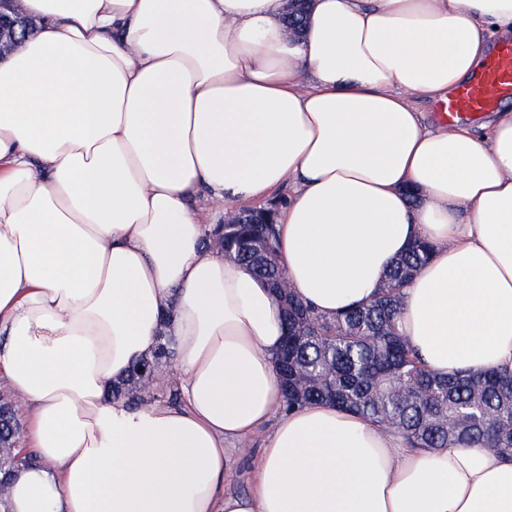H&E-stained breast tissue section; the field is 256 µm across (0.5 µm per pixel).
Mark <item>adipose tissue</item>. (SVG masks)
<instances>
[{
    "instance_id": "adipose-tissue-1",
    "label": "adipose tissue",
    "mask_w": 512,
    "mask_h": 512,
    "mask_svg": "<svg viewBox=\"0 0 512 512\" xmlns=\"http://www.w3.org/2000/svg\"><path fill=\"white\" fill-rule=\"evenodd\" d=\"M0 61V374L36 460L0 512H512V457L414 448L335 405L293 412L280 302L200 198L282 186L278 253L323 317L374 300L417 239L399 322L441 375L512 371V113L425 126L512 36V0H21ZM175 340L177 403L112 385ZM262 446L251 489L228 456ZM7 3L12 15L0 12V58L6 53L5 48L10 51L20 45L21 39L31 26V21L23 14L18 0H1V8Z\"/></svg>"
}]
</instances>
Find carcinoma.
<instances>
[{"mask_svg": "<svg viewBox=\"0 0 512 512\" xmlns=\"http://www.w3.org/2000/svg\"><path fill=\"white\" fill-rule=\"evenodd\" d=\"M224 246L282 300L285 339L274 363L283 409L328 402L401 434L415 448L481 445L512 456V372L442 377L426 368L399 327L401 292L429 259L427 242H414L397 259L377 298L332 318L315 314L284 287L275 225L226 224ZM173 357L172 337L163 331L141 364L155 379ZM112 395L134 406L157 399L138 388L133 370ZM21 430L14 403L0 397L1 484L27 461L15 448Z\"/></svg>", "mask_w": 512, "mask_h": 512, "instance_id": "obj_1", "label": "carcinoma"}]
</instances>
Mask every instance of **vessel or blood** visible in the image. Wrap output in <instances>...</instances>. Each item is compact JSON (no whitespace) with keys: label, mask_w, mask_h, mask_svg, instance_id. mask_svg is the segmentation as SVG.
Listing matches in <instances>:
<instances>
[{"label":"vessel or blood","mask_w":512,"mask_h":512,"mask_svg":"<svg viewBox=\"0 0 512 512\" xmlns=\"http://www.w3.org/2000/svg\"><path fill=\"white\" fill-rule=\"evenodd\" d=\"M512 96V43L503 44L467 84L456 88L440 106L448 124L470 120Z\"/></svg>","instance_id":"1"}]
</instances>
